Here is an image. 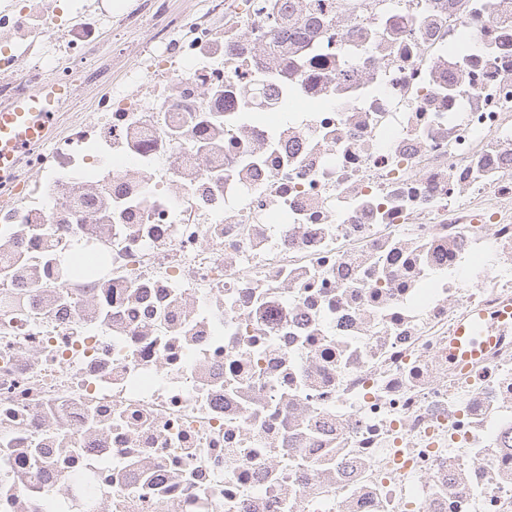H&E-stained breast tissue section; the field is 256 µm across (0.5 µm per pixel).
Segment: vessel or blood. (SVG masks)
<instances>
[{"mask_svg": "<svg viewBox=\"0 0 512 512\" xmlns=\"http://www.w3.org/2000/svg\"><path fill=\"white\" fill-rule=\"evenodd\" d=\"M52 123V112L39 100L0 112V170L9 167L27 144L42 138Z\"/></svg>", "mask_w": 512, "mask_h": 512, "instance_id": "1", "label": "vessel or blood"}]
</instances>
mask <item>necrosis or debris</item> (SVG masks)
<instances>
[{
	"instance_id": "1",
	"label": "necrosis or debris",
	"mask_w": 512,
	"mask_h": 512,
	"mask_svg": "<svg viewBox=\"0 0 512 512\" xmlns=\"http://www.w3.org/2000/svg\"><path fill=\"white\" fill-rule=\"evenodd\" d=\"M52 82L0 512H512V0H0Z\"/></svg>"
}]
</instances>
